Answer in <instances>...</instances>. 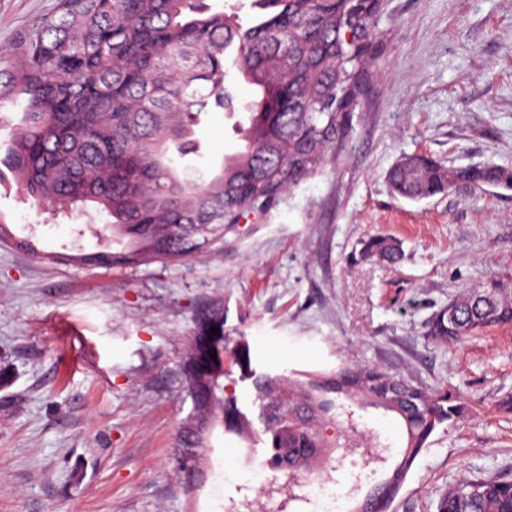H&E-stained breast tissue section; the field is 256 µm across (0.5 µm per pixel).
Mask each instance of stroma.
I'll list each match as a JSON object with an SVG mask.
<instances>
[{"instance_id": "stroma-1", "label": "stroma", "mask_w": 512, "mask_h": 512, "mask_svg": "<svg viewBox=\"0 0 512 512\" xmlns=\"http://www.w3.org/2000/svg\"><path fill=\"white\" fill-rule=\"evenodd\" d=\"M55 0H0V56ZM381 52L352 116L355 135L322 171L268 211L226 228L206 253L121 267L82 266L77 252L122 237L95 210L65 218L0 179V512H212L218 473L266 460L262 402L243 371L374 367L423 391L458 397L412 463L392 512H437L466 477L512 475V325L458 342L430 324L461 290L494 278L512 295V191L459 186L418 203L387 172L404 154L450 166L512 168V0H384ZM229 113L195 127L188 175H209L239 148ZM394 237L390 265L364 255ZM32 237L35 248L16 246ZM224 311L239 362L224 380L250 442L216 428L202 448L206 479L176 468L180 427L194 412L183 354L200 313ZM330 455L343 491L370 487L350 455L368 430L405 445L392 413L354 412Z\"/></svg>"}]
</instances>
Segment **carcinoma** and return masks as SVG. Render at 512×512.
I'll return each mask as SVG.
<instances>
[{
    "instance_id": "1",
    "label": "carcinoma",
    "mask_w": 512,
    "mask_h": 512,
    "mask_svg": "<svg viewBox=\"0 0 512 512\" xmlns=\"http://www.w3.org/2000/svg\"><path fill=\"white\" fill-rule=\"evenodd\" d=\"M260 18L242 25L233 13L210 12L204 0H56L0 59V109L17 112L0 165L32 202L71 214L87 203L127 240L105 247L93 265L174 260L201 252L238 224L271 208L283 192L316 174L329 151L353 140L348 123L378 57L373 16L342 0H255ZM255 87L236 106L230 70ZM216 108L248 114L243 149L211 177L189 178L175 157L194 149L193 127ZM393 193L422 201L458 183L512 190V169L494 163L447 167L404 154L388 172ZM367 251L393 262L398 244L376 237ZM441 311L431 335L459 341L472 331L512 324V299L490 279L464 291ZM219 328L212 334L211 328ZM205 347L217 361L204 375L194 357ZM184 373L209 428L224 424V312L200 317L190 337ZM393 408L374 395L372 381L334 377L325 388L315 372L288 381L290 405L335 408L333 392L397 414L407 441L387 480L404 481L428 436L409 422L400 395L452 422L461 407L451 396L411 389L389 379ZM437 512H512V478H465L448 489Z\"/></svg>"
}]
</instances>
